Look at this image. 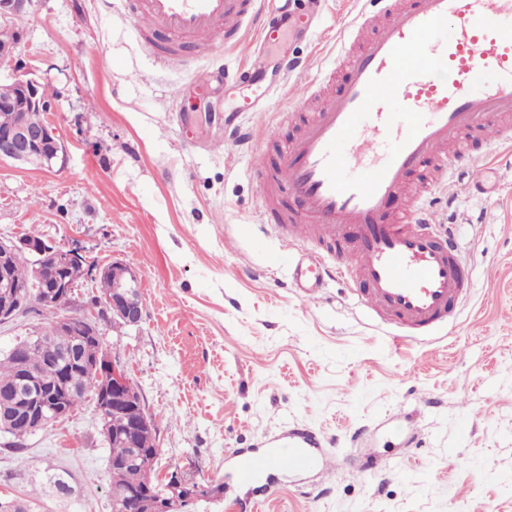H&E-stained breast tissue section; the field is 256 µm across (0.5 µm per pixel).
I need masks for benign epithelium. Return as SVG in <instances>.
I'll use <instances>...</instances> for the list:
<instances>
[{"instance_id":"7a95c632","label":"benign epithelium","mask_w":512,"mask_h":512,"mask_svg":"<svg viewBox=\"0 0 512 512\" xmlns=\"http://www.w3.org/2000/svg\"><path fill=\"white\" fill-rule=\"evenodd\" d=\"M30 2L31 0H0V23L11 24L24 13ZM20 41L21 35L17 32L12 39L0 42V69L13 64ZM54 109L55 100L42 95L41 85L36 80L15 76L9 81H0V111L15 113L13 122L0 126V159L53 168L63 151L61 140L49 121L33 124L28 113L36 110L47 116ZM16 252L26 253L33 259L32 287L55 302L65 300L72 303L74 285L59 277L48 276L47 270L52 265L76 256V248L58 245L41 237L0 239V289L9 295V298L0 302L1 323L13 320L21 307L19 293L11 292L14 283L7 262V257ZM111 269L112 277L118 282V287L112 289V297L94 302L88 306L87 313L59 315L56 322L58 335H68L74 323L79 321L84 325L85 335L81 342L85 343L90 338L99 339L102 336L100 322L103 320L110 318L129 327L141 323L143 307L137 303L140 294L138 273L123 262L111 263ZM67 362L85 365L89 371L95 373L96 386L93 393L98 401L99 411H114L125 416V423L120 429L113 430L106 424L101 426V435L106 445L122 443L132 448L141 439L156 442V419L146 409L140 392L119 356L108 355L103 342L99 341L94 356L86 357L78 353L70 356ZM18 387H26L32 391L31 396L20 398L17 409L27 413L35 430H42L59 419L62 405L69 396L64 376H59L49 391L35 387L33 381L26 377L19 379ZM158 459L159 456H154L145 467L146 472L153 474V480L162 492L156 494L150 489L134 490L128 492V497L137 501L138 512H182V507L196 499L197 495L187 492L186 483L176 472L158 477Z\"/></svg>"}]
</instances>
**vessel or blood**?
<instances>
[{
    "instance_id": "obj_1",
    "label": "vessel or blood",
    "mask_w": 512,
    "mask_h": 512,
    "mask_svg": "<svg viewBox=\"0 0 512 512\" xmlns=\"http://www.w3.org/2000/svg\"><path fill=\"white\" fill-rule=\"evenodd\" d=\"M339 35L345 86L324 95L336 75L284 58L285 73L313 72L289 92L291 112L315 103L292 139L273 186L288 190L297 211L266 206V223L288 237L280 260L288 283L306 301L319 300L336 276L348 277L360 306L393 338L413 340L455 322L471 280L455 236L441 237L429 199L455 198V169L492 156L512 114V0H380ZM144 36L168 33L160 62L182 43L220 33L225 43L253 29L262 44L283 42L302 26L288 0H128ZM434 175L404 210L387 212L425 162ZM319 439L293 427L285 440L232 453L238 484L250 485L285 467L321 470Z\"/></svg>"
}]
</instances>
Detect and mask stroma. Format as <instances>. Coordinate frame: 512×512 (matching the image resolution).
I'll list each match as a JSON object with an SVG mask.
<instances>
[{"label":"stroma","mask_w":512,"mask_h":512,"mask_svg":"<svg viewBox=\"0 0 512 512\" xmlns=\"http://www.w3.org/2000/svg\"><path fill=\"white\" fill-rule=\"evenodd\" d=\"M378 9L325 0L314 36L268 46L265 85L282 83L285 53L335 67L344 22ZM13 26L17 68L57 95L63 152L50 170L0 161V238L36 235L137 270L143 319L103 323V342L157 420L161 469L201 487L191 512H512V178L487 192L467 171L455 202L433 196L474 287L456 325L396 342L347 278L314 304L286 285L253 151L277 164L294 124L245 112L250 146L225 143L224 113L248 87L201 88L191 68L159 65L122 5L31 0ZM463 401L476 414L465 431ZM295 425L321 440L325 470L237 484L228 452ZM100 429L88 400L25 452L0 447V495L33 512H111ZM49 469L68 473L75 498L44 485Z\"/></svg>","instance_id":"35a3bbf8"}]
</instances>
